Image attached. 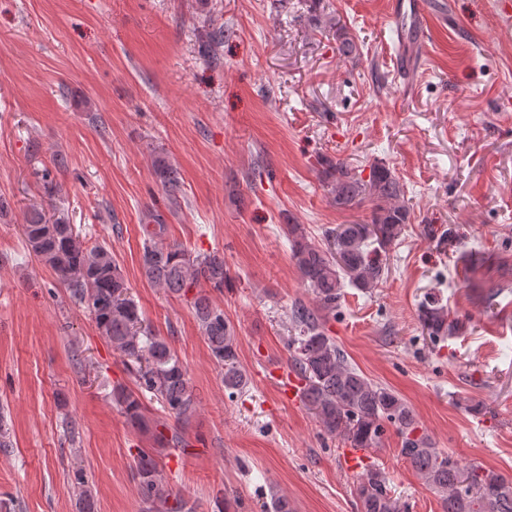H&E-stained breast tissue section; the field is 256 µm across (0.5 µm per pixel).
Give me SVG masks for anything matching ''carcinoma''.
<instances>
[{"label":"carcinoma","instance_id":"1","mask_svg":"<svg viewBox=\"0 0 512 512\" xmlns=\"http://www.w3.org/2000/svg\"><path fill=\"white\" fill-rule=\"evenodd\" d=\"M336 32L340 55L357 57L360 48L355 39L341 26ZM223 42L224 27L211 26L203 34V52L214 56ZM319 165L336 208L347 209L368 198L372 212L367 221L327 228L321 245L309 239L303 225H284L291 257L314 302L312 306L298 302L291 308L294 334L287 340L304 401L325 434L352 448L376 449L387 427L395 428L401 437V456L439 496L442 512H512L511 481L482 466H463L436 447L419 426L413 408L352 366L329 335L327 319L336 314L344 289L369 292L386 279L387 255L406 233L410 208L403 184L382 163L370 166L366 179L339 159L323 156ZM153 171L170 207H178V171L162 155L155 156ZM165 227L162 214L148 211L143 225V274L150 283L190 304L212 357L224 367L225 391L238 395L247 385V374L238 361L235 329L224 310L203 292L205 285L219 291L224 288L228 279L224 257L216 252L193 256L179 245L159 243ZM23 235L38 261L67 288L75 304L89 311L101 334L126 357L137 388L159 399L176 422L186 423L197 406L187 372L165 340L142 330L139 308L128 297V285L112 250L105 245H85L69 219L50 216L41 208L28 211ZM417 319L433 345L463 329V323L449 318L448 307L436 297L419 304ZM113 400L134 426L154 438L155 448L140 454L135 474L150 512H189L187 502L163 485L157 471L158 458L184 446L182 435L148 416L134 391L121 386L113 391ZM74 479L80 489L79 512H95L94 500L84 490L83 472H75ZM354 493L360 512H407V505L392 492L386 473L373 465L365 466Z\"/></svg>","mask_w":512,"mask_h":512}]
</instances>
